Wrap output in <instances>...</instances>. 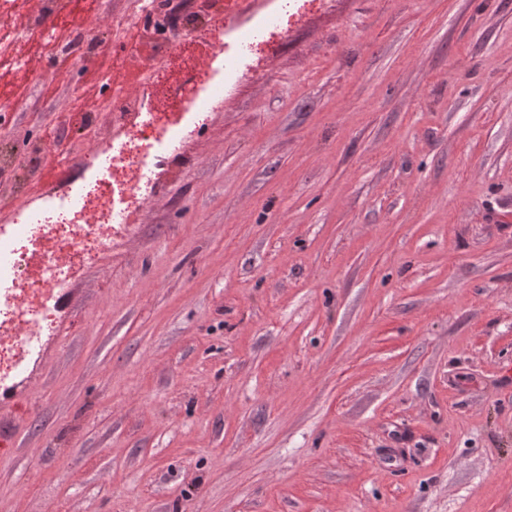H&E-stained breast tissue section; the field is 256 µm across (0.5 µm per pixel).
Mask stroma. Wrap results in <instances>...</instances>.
Segmentation results:
<instances>
[{"instance_id":"obj_1","label":"stroma","mask_w":512,"mask_h":512,"mask_svg":"<svg viewBox=\"0 0 512 512\" xmlns=\"http://www.w3.org/2000/svg\"><path fill=\"white\" fill-rule=\"evenodd\" d=\"M134 3L12 30L0 225L111 141ZM259 70L64 281L0 512H512V0H325Z\"/></svg>"}]
</instances>
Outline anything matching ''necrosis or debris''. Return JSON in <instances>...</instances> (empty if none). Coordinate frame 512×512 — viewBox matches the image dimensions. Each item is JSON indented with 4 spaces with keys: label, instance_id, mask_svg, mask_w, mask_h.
I'll return each instance as SVG.
<instances>
[{
    "label": "necrosis or debris",
    "instance_id": "necrosis-or-debris-1",
    "mask_svg": "<svg viewBox=\"0 0 512 512\" xmlns=\"http://www.w3.org/2000/svg\"><path fill=\"white\" fill-rule=\"evenodd\" d=\"M273 13L253 0H224L206 23L183 27L198 45L196 62L177 55L168 12L140 28L136 14L118 17L149 42L152 53L131 48L127 67L149 73L141 96L115 91L112 146L73 160L82 175L64 191L45 195L42 209L19 202L9 227H0V379L11 376L25 337L50 335L52 297L63 280L105 249L116 225L144 206L161 171L185 133L203 124L227 86L257 72L269 47L282 44L321 0H275Z\"/></svg>",
    "mask_w": 512,
    "mask_h": 512
}]
</instances>
